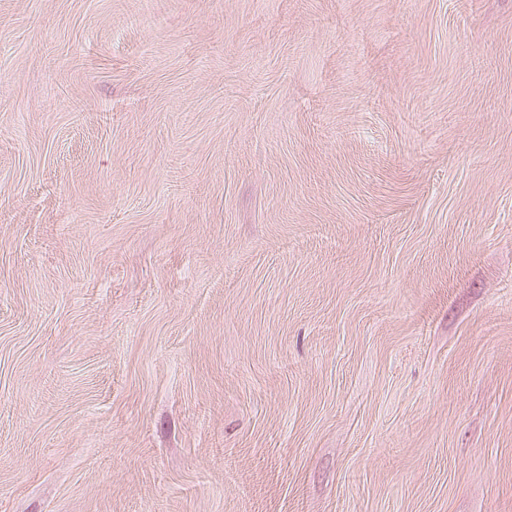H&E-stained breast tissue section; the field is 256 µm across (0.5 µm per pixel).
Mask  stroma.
I'll use <instances>...</instances> for the list:
<instances>
[{
	"instance_id": "1",
	"label": "stroma",
	"mask_w": 512,
	"mask_h": 512,
	"mask_svg": "<svg viewBox=\"0 0 512 512\" xmlns=\"http://www.w3.org/2000/svg\"><path fill=\"white\" fill-rule=\"evenodd\" d=\"M0 512H512V0H0Z\"/></svg>"
}]
</instances>
